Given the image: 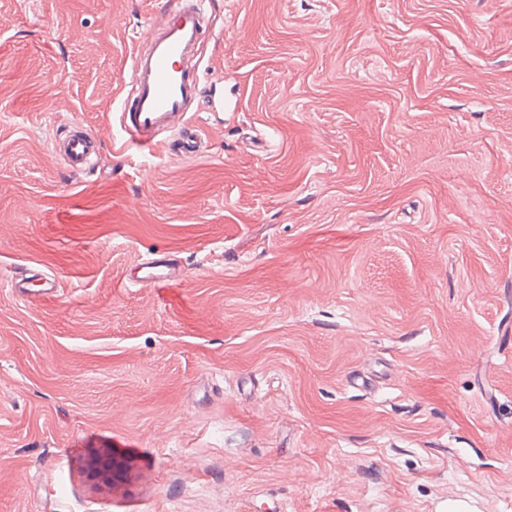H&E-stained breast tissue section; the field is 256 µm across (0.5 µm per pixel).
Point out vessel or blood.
Segmentation results:
<instances>
[{
	"label": "vessel or blood",
	"instance_id": "obj_1",
	"mask_svg": "<svg viewBox=\"0 0 512 512\" xmlns=\"http://www.w3.org/2000/svg\"><path fill=\"white\" fill-rule=\"evenodd\" d=\"M203 16L201 0H165L159 22L145 30L132 55L117 124L121 137L144 154L175 142L187 145L192 155L203 149L192 109L204 93L199 70ZM53 147L65 168L75 175L89 171L101 150L98 139L77 126L56 134ZM181 278L180 265L164 254L144 259L127 284L165 294ZM36 286L50 294L60 282L55 275L24 270L10 284L12 293L21 297L30 296Z\"/></svg>",
	"mask_w": 512,
	"mask_h": 512
}]
</instances>
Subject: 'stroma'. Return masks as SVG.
<instances>
[{
    "label": "stroma",
    "instance_id": "1",
    "mask_svg": "<svg viewBox=\"0 0 512 512\" xmlns=\"http://www.w3.org/2000/svg\"><path fill=\"white\" fill-rule=\"evenodd\" d=\"M156 17L0 0V512H512V0H206L208 150L146 159ZM62 133H56L53 147L64 167L74 175L86 173L99 157L100 142L93 134L77 126L68 127ZM138 268L133 278H127V286L155 288L158 293L165 294L182 279V268L177 260L166 254L146 258ZM32 271L25 269L21 271L18 277L11 282L10 288L12 293L20 296L30 298L31 292L35 286H40L41 289L37 292L41 294H50L60 288V282L58 277L53 274L45 272L30 273ZM41 283V284H36Z\"/></svg>",
    "mask_w": 512,
    "mask_h": 512
}]
</instances>
